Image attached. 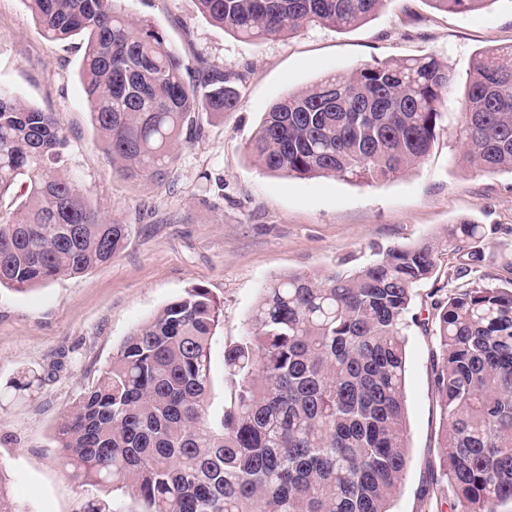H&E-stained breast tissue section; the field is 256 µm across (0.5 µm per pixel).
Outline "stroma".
Wrapping results in <instances>:
<instances>
[{
  "mask_svg": "<svg viewBox=\"0 0 512 512\" xmlns=\"http://www.w3.org/2000/svg\"><path fill=\"white\" fill-rule=\"evenodd\" d=\"M116 9L166 33L190 71L230 74L238 107L176 150L169 180L132 186L113 172L91 122L81 79V38L49 40L27 0H0V90L54 113L69 145L64 174L91 190L105 217L134 232L112 262L27 292L0 288V387L27 372L41 378L18 398L0 397V473L17 512H85L92 493L52 454L54 429L139 324L192 285L224 307L211 370L214 407L232 382L224 349L244 336L262 288L295 273L357 270L376 252L441 236L463 217L483 227L479 262L457 278L419 285L411 313L425 319L434 289L468 282L512 285V175L484 173L462 157L455 130L412 170L382 181L275 176L248 145L264 112L288 94L365 64L434 54L456 80L447 112L460 111L475 53L512 45V0L467 14L428 0H389L369 22L345 30L311 27L285 39L242 41L205 18L197 0H115ZM432 336L406 333L404 400L409 466L393 512H420V490L437 463L440 411L432 385Z\"/></svg>",
  "mask_w": 512,
  "mask_h": 512,
  "instance_id": "stroma-1",
  "label": "stroma"
}]
</instances>
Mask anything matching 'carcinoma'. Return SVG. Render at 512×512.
<instances>
[{
    "mask_svg": "<svg viewBox=\"0 0 512 512\" xmlns=\"http://www.w3.org/2000/svg\"><path fill=\"white\" fill-rule=\"evenodd\" d=\"M44 34L86 41L82 80L94 128L129 184L164 182L181 137L233 111L231 79L188 80L165 32L113 0H28ZM244 41L312 26L346 30L387 0H197ZM490 0H429L476 12ZM454 74L431 54L365 64L288 95L250 146L285 177L385 180L425 160L448 129ZM457 136L463 159L512 174V46L475 54ZM68 140L55 114L0 91V287L18 292L112 261L132 225L106 219L63 175ZM482 226L446 229L448 249L476 262ZM439 243L394 245L347 274L268 282L245 335L224 349L233 390L211 415L221 303L194 285L137 326L97 381L59 419L50 451L112 504L87 512H392L408 466L404 406L410 324L434 337L430 368L442 452L420 491L425 509L500 512L512 502V288L477 282L408 318ZM451 497H445V490Z\"/></svg>",
    "mask_w": 512,
    "mask_h": 512,
    "instance_id": "1",
    "label": "carcinoma"
}]
</instances>
